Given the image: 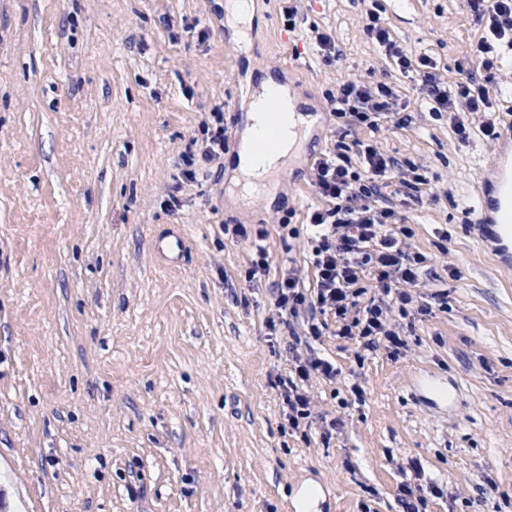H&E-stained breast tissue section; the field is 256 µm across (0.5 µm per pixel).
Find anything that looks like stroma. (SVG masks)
Instances as JSON below:
<instances>
[{
    "mask_svg": "<svg viewBox=\"0 0 512 512\" xmlns=\"http://www.w3.org/2000/svg\"><path fill=\"white\" fill-rule=\"evenodd\" d=\"M257 0L249 53L235 51L218 0H0V488L11 512H512V278L469 228L496 150L479 128L459 142L416 72L401 73L367 27L430 56L448 84L484 33L466 0ZM342 54L324 59L313 31ZM271 74L316 123L274 178L273 197L236 202L234 157L247 78ZM353 74L392 87L404 109L377 129H342L329 97ZM222 112L215 121L214 112ZM224 128V177L190 135ZM423 164L428 183L394 195L428 257V285L405 318V347L363 349L334 315L301 308L270 331L273 285L288 265L311 288L309 154L341 135ZM178 206H170V196ZM285 226L269 223L273 213ZM267 230L255 285L248 237ZM184 237L177 268L155 239ZM450 257H442L441 247ZM457 273H450L449 264ZM320 335L335 381L291 428L280 380L288 334ZM458 387L454 407L417 377ZM340 430L323 436V418ZM437 483L441 496L429 491Z\"/></svg>",
    "mask_w": 512,
    "mask_h": 512,
    "instance_id": "obj_1",
    "label": "stroma"
}]
</instances>
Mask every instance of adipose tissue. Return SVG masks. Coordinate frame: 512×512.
Returning <instances> with one entry per match:
<instances>
[{"label": "adipose tissue", "instance_id": "adipose-tissue-1", "mask_svg": "<svg viewBox=\"0 0 512 512\" xmlns=\"http://www.w3.org/2000/svg\"><path fill=\"white\" fill-rule=\"evenodd\" d=\"M246 121L237 149L235 187L247 197L267 191L270 179L288 161L306 117L285 85L272 79L246 83Z\"/></svg>", "mask_w": 512, "mask_h": 512}]
</instances>
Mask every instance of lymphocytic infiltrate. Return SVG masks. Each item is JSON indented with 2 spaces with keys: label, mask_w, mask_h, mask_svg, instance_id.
Wrapping results in <instances>:
<instances>
[{
  "label": "lymphocytic infiltrate",
  "mask_w": 512,
  "mask_h": 512,
  "mask_svg": "<svg viewBox=\"0 0 512 512\" xmlns=\"http://www.w3.org/2000/svg\"><path fill=\"white\" fill-rule=\"evenodd\" d=\"M468 4L485 34L466 50V78L452 89L434 72V62L428 55L416 56L397 45L388 30L379 25L376 15H369L367 28L400 72L419 71L420 92L432 111L458 109L481 115L480 128L488 140L494 141L498 133L489 114L486 86L495 81L500 70L496 46L512 52V0H468ZM331 103L336 118L373 129L379 119L391 117L401 109L388 84L358 78L339 82ZM309 179L319 199L318 206L307 212L318 240L312 259L313 291L304 294L299 269L289 268L274 285L269 328H277L285 315L296 313L305 304L313 311L334 313L341 323L339 336L360 339L365 349H373L383 340L391 347L403 348L395 318L406 315L407 305L413 303L410 289L417 286L418 270L426 258L412 251L409 241L413 232L404 217L394 209L377 207L376 202L389 187L398 194L418 191L420 185L426 184V177L416 164L386 156L373 144L341 140L332 155L313 164ZM367 272L379 282L396 284L395 299H370L356 315L352 312L353 307H358L355 286ZM289 351L297 379L284 383L282 396L288 408V423L295 428L313 410L304 383L317 377L335 380L338 371L329 360L311 352L301 353L297 346H290Z\"/></svg>",
  "instance_id": "lymphocytic-infiltrate-1"
}]
</instances>
